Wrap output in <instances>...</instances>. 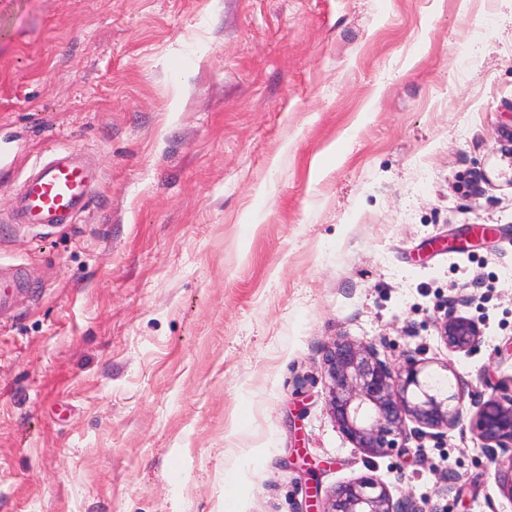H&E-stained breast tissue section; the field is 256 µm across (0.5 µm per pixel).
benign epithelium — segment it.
Wrapping results in <instances>:
<instances>
[{"label": "benign epithelium", "mask_w": 512, "mask_h": 512, "mask_svg": "<svg viewBox=\"0 0 512 512\" xmlns=\"http://www.w3.org/2000/svg\"><path fill=\"white\" fill-rule=\"evenodd\" d=\"M450 352H468L481 339L479 323L450 309L438 324ZM329 404L337 427L354 447L369 456L401 453L415 432L440 437L463 418L460 393L431 386L424 367L408 361L395 370L372 343L336 342L325 357ZM481 447L507 455L494 457L497 478L512 498V393L491 396L470 419ZM323 512H423L409 497L394 498L382 483L361 477L339 485Z\"/></svg>", "instance_id": "7a95c632"}]
</instances>
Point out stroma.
I'll return each mask as SVG.
<instances>
[{"label": "stroma", "instance_id": "obj_1", "mask_svg": "<svg viewBox=\"0 0 512 512\" xmlns=\"http://www.w3.org/2000/svg\"><path fill=\"white\" fill-rule=\"evenodd\" d=\"M512 0H0V512H308L370 477L512 512L468 424L367 456L335 342L512 384ZM99 170L74 224L32 165ZM479 323L452 353L436 324ZM100 175L76 147L55 151L35 163L24 178L11 215L12 224H73L86 212ZM21 289L23 283L18 270L0 264V323L8 321L13 316Z\"/></svg>", "mask_w": 512, "mask_h": 512}]
</instances>
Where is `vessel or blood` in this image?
I'll use <instances>...</instances> for the list:
<instances>
[{"mask_svg": "<svg viewBox=\"0 0 512 512\" xmlns=\"http://www.w3.org/2000/svg\"><path fill=\"white\" fill-rule=\"evenodd\" d=\"M100 175L75 147L35 163L24 178L11 220L22 225L71 224L86 212ZM23 283L14 267L0 264V323L14 312Z\"/></svg>", "mask_w": 512, "mask_h": 512, "instance_id": "1", "label": "vessel or blood"}]
</instances>
